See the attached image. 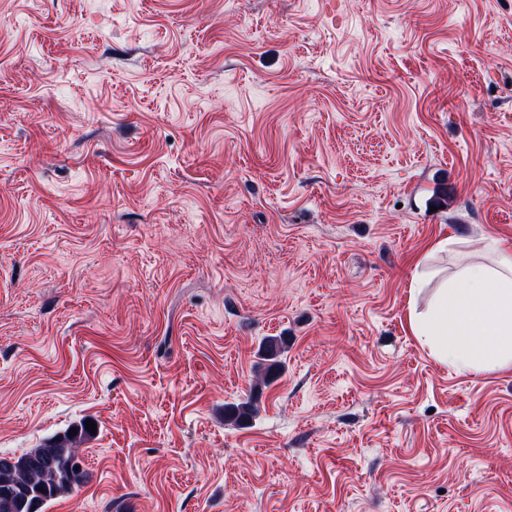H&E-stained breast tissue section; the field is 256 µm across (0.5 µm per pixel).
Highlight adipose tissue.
<instances>
[{
  "mask_svg": "<svg viewBox=\"0 0 512 512\" xmlns=\"http://www.w3.org/2000/svg\"><path fill=\"white\" fill-rule=\"evenodd\" d=\"M494 265H463L440 287L430 308L411 316L415 336L462 374L512 367V251Z\"/></svg>",
  "mask_w": 512,
  "mask_h": 512,
  "instance_id": "1",
  "label": "adipose tissue"
}]
</instances>
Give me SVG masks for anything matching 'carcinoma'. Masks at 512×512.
<instances>
[{
  "label": "carcinoma",
  "instance_id": "1",
  "mask_svg": "<svg viewBox=\"0 0 512 512\" xmlns=\"http://www.w3.org/2000/svg\"><path fill=\"white\" fill-rule=\"evenodd\" d=\"M287 348L281 337L260 345L263 378L281 373ZM252 413L251 403L241 402L224 407V420L240 423ZM76 430L72 437L67 431L57 434L18 457H0V512H41L48 503L84 484L80 446L89 430L83 424Z\"/></svg>",
  "mask_w": 512,
  "mask_h": 512
}]
</instances>
